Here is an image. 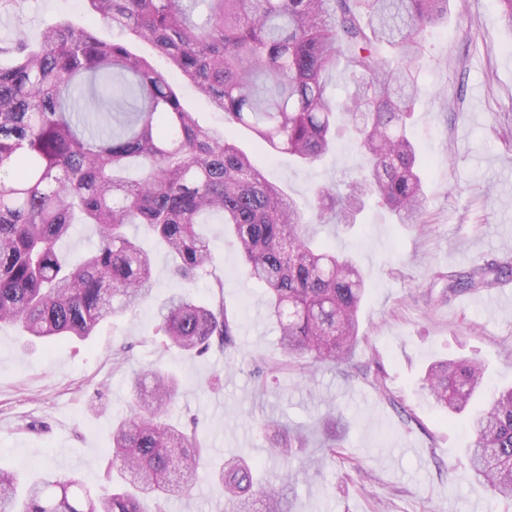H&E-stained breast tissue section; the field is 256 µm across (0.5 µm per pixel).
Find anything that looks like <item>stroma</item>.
Instances as JSON below:
<instances>
[{"mask_svg": "<svg viewBox=\"0 0 512 512\" xmlns=\"http://www.w3.org/2000/svg\"><path fill=\"white\" fill-rule=\"evenodd\" d=\"M60 18L82 21L81 0H18L0 13V39L20 31L37 39ZM424 46L409 124L423 165V223H396L372 204L357 225L316 229L317 240L357 261L368 286L347 363L271 371L280 353L264 292L215 222L200 231L224 277L236 349L198 357L163 348L154 305L178 285L169 255L133 224L128 234L154 258L153 304L82 342L34 343L0 323V466L28 482L58 465L100 492L112 425L130 411V379L154 365L180 381L169 422L196 423L211 454L191 493L170 495L169 512H219L211 470L233 454L277 485L285 512H512V501L451 474L471 434L464 418L445 422L420 386L435 361L472 355L485 362L489 387L512 386V300L498 301L493 287L448 289L449 275L512 263V31L495 0H450L447 21L428 30ZM226 134L309 214L314 188L348 175L355 154L346 137L313 166L285 155L273 161L245 131ZM267 421L305 438L290 481L258 433ZM331 450L334 462L323 464Z\"/></svg>", "mask_w": 512, "mask_h": 512, "instance_id": "obj_1", "label": "stroma"}]
</instances>
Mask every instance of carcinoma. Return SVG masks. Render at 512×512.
I'll list each match as a JSON object with an SVG mask.
<instances>
[{"instance_id": "carcinoma-1", "label": "carcinoma", "mask_w": 512, "mask_h": 512, "mask_svg": "<svg viewBox=\"0 0 512 512\" xmlns=\"http://www.w3.org/2000/svg\"><path fill=\"white\" fill-rule=\"evenodd\" d=\"M88 24L61 19L37 40L0 46V322L36 339L84 340L103 321L152 298V259L124 229L157 236L183 284L210 274V241L195 225L220 217L252 279L264 289L283 359L338 366L358 342L366 292L352 257L315 242L295 200L268 181L226 136L241 126L270 154L319 161L343 130L362 163L336 185L314 190L321 224H351L373 198L400 224H416L427 198L407 132L428 28L448 18V0H82ZM106 27L112 38L97 33ZM150 44L167 70L130 48ZM343 71L352 89L336 98ZM175 74L224 114L205 128L183 106ZM139 175L130 176L131 170ZM99 231L95 250L73 262L61 243L77 223ZM512 276L492 263L448 276V290L491 288ZM162 346L202 356L235 349L237 324L224 308V279L204 303L185 293L158 307ZM484 385L475 357L431 365L424 387L447 416ZM133 405L112 427L105 477L88 491L77 474L46 472L18 492L0 469V512H168L186 492L207 448L170 424L176 380L151 367L133 374ZM469 471L494 496L512 498V389L489 395L469 422ZM269 448L295 473L294 448L272 422ZM232 455L212 472L224 512H282L277 488Z\"/></svg>"}]
</instances>
